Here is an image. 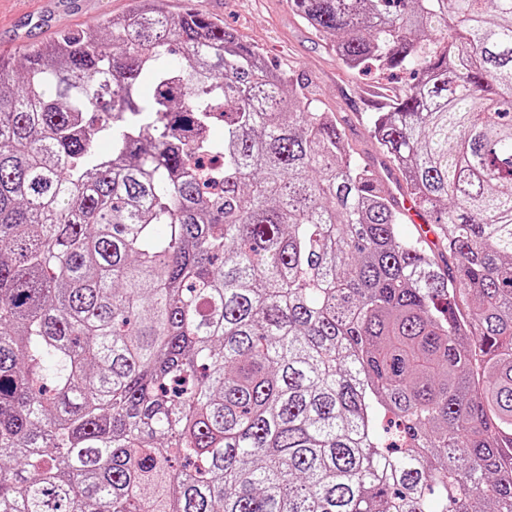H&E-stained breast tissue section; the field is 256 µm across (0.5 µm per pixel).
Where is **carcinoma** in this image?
I'll list each match as a JSON object with an SVG mask.
<instances>
[{"instance_id": "1", "label": "carcinoma", "mask_w": 512, "mask_h": 512, "mask_svg": "<svg viewBox=\"0 0 512 512\" xmlns=\"http://www.w3.org/2000/svg\"><path fill=\"white\" fill-rule=\"evenodd\" d=\"M133 2L0 54V512H512V0H293L412 75L368 122L442 252L294 76ZM400 209L403 211L405 216H407L410 220H412L414 223L417 224H424L425 220L420 218V211L417 207V204L415 201L411 198V196L405 194L403 196L402 201H400ZM417 224H411L410 221L405 217L404 223L400 224L399 229L402 235L407 237H419L421 236L426 240L429 244V246L436 252H438V243L439 239L437 237L436 232L438 231L436 229V226L434 224V236L431 238H425L423 237L419 231ZM436 245V246H435Z\"/></svg>"}]
</instances>
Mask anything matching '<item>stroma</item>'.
<instances>
[{"instance_id": "obj_1", "label": "stroma", "mask_w": 512, "mask_h": 512, "mask_svg": "<svg viewBox=\"0 0 512 512\" xmlns=\"http://www.w3.org/2000/svg\"><path fill=\"white\" fill-rule=\"evenodd\" d=\"M200 13L223 20L244 42L257 48L266 64L294 74L323 111L329 112L359 161L391 197L405 183L372 138L367 117L392 99V83L376 73L345 70L330 49V36L316 32L295 12L291 0H188ZM130 0H83L68 15V29L93 28L125 12ZM40 0H0V46L19 51L45 40L35 22Z\"/></svg>"}]
</instances>
